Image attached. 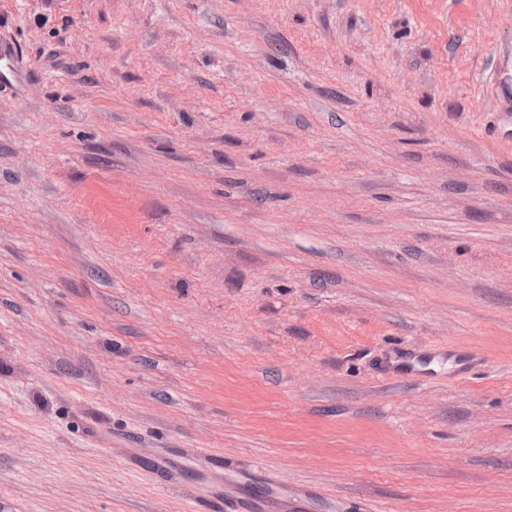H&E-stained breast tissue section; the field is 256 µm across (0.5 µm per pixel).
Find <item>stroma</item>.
<instances>
[{
    "mask_svg": "<svg viewBox=\"0 0 512 512\" xmlns=\"http://www.w3.org/2000/svg\"><path fill=\"white\" fill-rule=\"evenodd\" d=\"M0 45V512H512V0H0ZM435 357H443L444 359L454 358L455 362L459 365L458 368L461 370L465 366L466 362L470 359L471 354L458 352L451 349H444L438 354L421 353L415 355L411 354L408 356H399L400 359H397L393 362V372L396 375L406 377L416 375L431 377L435 373L434 368L431 367V365L435 363ZM235 509L237 512H288L286 506L279 500L275 493L265 496L235 498Z\"/></svg>",
    "mask_w": 512,
    "mask_h": 512,
    "instance_id": "35a3bbf8",
    "label": "stroma"
}]
</instances>
